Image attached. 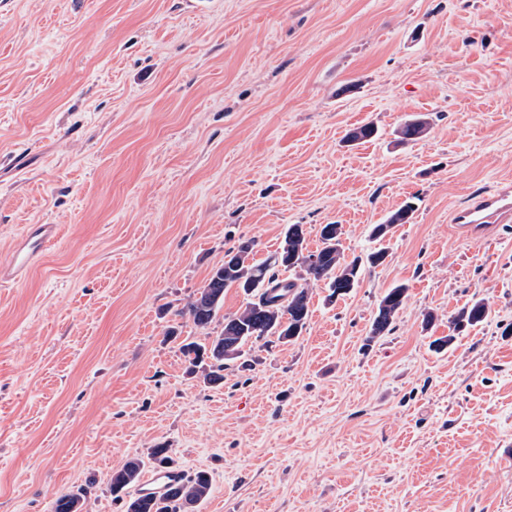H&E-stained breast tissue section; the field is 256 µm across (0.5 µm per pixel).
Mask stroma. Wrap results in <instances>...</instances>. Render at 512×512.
<instances>
[{"instance_id":"obj_1","label":"stroma","mask_w":512,"mask_h":512,"mask_svg":"<svg viewBox=\"0 0 512 512\" xmlns=\"http://www.w3.org/2000/svg\"><path fill=\"white\" fill-rule=\"evenodd\" d=\"M505 178L512 0H0V266L62 227L0 284V512L85 485L83 512H123L113 471L158 446L209 474L198 512H512V227L451 222ZM410 200L351 293L310 285L295 342L186 374L165 333L204 341L184 309L227 250L264 260L299 224L313 251L338 224L363 257ZM430 126L428 115L414 117L399 129L398 137L401 142L416 141L424 136ZM414 205L411 202L406 203L396 212H394L384 224H376L372 228L371 236L375 241L384 240L396 224H406L412 217ZM60 231L61 226L58 224H33L15 244L8 269L0 267L1 284L9 279L25 277L43 253L58 239ZM405 284L390 288L380 300L370 327L368 341H374L379 336H385L392 330V325L408 296ZM489 314L487 303L480 299L461 308L458 313L448 321V336L438 338L435 342L439 347L451 346L456 335L467 327H475L483 323Z\"/></svg>"}]
</instances>
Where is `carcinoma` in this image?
<instances>
[{
    "label": "carcinoma",
    "mask_w": 512,
    "mask_h": 512,
    "mask_svg": "<svg viewBox=\"0 0 512 512\" xmlns=\"http://www.w3.org/2000/svg\"><path fill=\"white\" fill-rule=\"evenodd\" d=\"M430 126L426 115L414 117L399 129L401 142L416 141L424 136ZM378 130L371 123L362 124L348 132L346 140L364 143L375 139ZM414 205L406 203L383 224L372 228L371 236L376 241L384 240L398 224H406L412 217ZM342 226L324 224L320 229V246L315 251L307 249L302 225L290 224L278 249L265 261L256 262L251 258L252 243L243 242L232 251V266L215 267L206 283L197 291L185 308L195 328L206 330L216 319L223 307L224 289L238 288L247 296L245 306L232 316L224 318L225 323H235L236 337L224 339L220 332L209 337L208 343L184 339L180 343V353L186 363L188 374L199 375L207 383H215L224 378L223 371L229 363L247 355L245 347L256 341L275 336L286 343L299 338L310 316L309 295L306 285L325 282L329 288L328 301L336 294L349 293L358 284L362 259L346 261L342 248ZM300 269L304 272L299 285L293 280L278 278L277 271ZM408 288L398 284L390 288L380 300L370 327L367 341L385 335L407 299ZM489 314L487 303L480 299L461 308L449 320L448 335L436 340L439 347L451 346L456 335L467 327L483 323ZM144 461L128 459L119 469L112 472L110 491L119 498L139 478ZM211 490V479L207 472L198 471L185 478L179 486L161 497L129 495L124 502L125 512H196ZM86 488H78L59 495L53 503V512H81Z\"/></svg>",
    "instance_id": "obj_1"
}]
</instances>
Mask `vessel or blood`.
<instances>
[{
    "label": "vessel or blood",
    "mask_w": 512,
    "mask_h": 512,
    "mask_svg": "<svg viewBox=\"0 0 512 512\" xmlns=\"http://www.w3.org/2000/svg\"><path fill=\"white\" fill-rule=\"evenodd\" d=\"M453 222L458 231L474 236L501 224H511L512 182L504 181L478 193L468 205L454 212ZM60 231L61 227L57 224L32 225L15 244L8 269L0 268V281L25 277L58 239ZM183 477V472L177 469L153 470L142 481L139 492L156 497L165 495Z\"/></svg>",
    "instance_id": "vessel-or-blood-1"
}]
</instances>
